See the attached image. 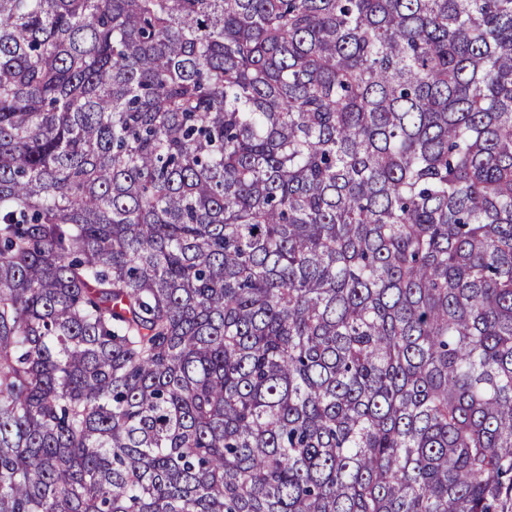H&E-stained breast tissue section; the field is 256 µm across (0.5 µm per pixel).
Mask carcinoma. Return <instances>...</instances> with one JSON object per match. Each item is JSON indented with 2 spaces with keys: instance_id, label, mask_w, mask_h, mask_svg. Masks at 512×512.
I'll return each instance as SVG.
<instances>
[{
  "instance_id": "carcinoma-1",
  "label": "carcinoma",
  "mask_w": 512,
  "mask_h": 512,
  "mask_svg": "<svg viewBox=\"0 0 512 512\" xmlns=\"http://www.w3.org/2000/svg\"><path fill=\"white\" fill-rule=\"evenodd\" d=\"M0 512H512V0H0Z\"/></svg>"
}]
</instances>
